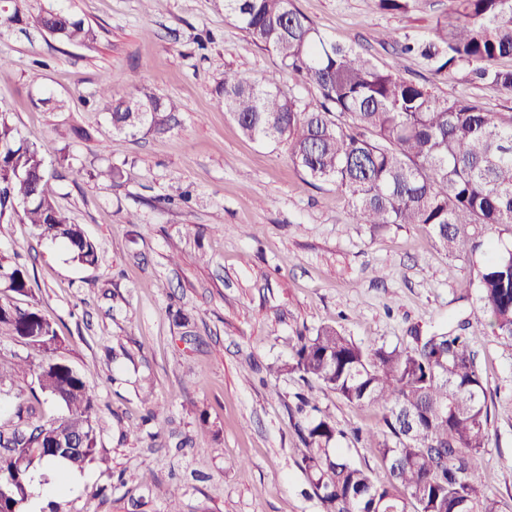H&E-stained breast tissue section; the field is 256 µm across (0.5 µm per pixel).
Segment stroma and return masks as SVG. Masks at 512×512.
Instances as JSON below:
<instances>
[{"mask_svg": "<svg viewBox=\"0 0 512 512\" xmlns=\"http://www.w3.org/2000/svg\"><path fill=\"white\" fill-rule=\"evenodd\" d=\"M23 22L0 35V111L48 166L67 156L60 206L98 244L86 267L32 225L0 224V257H21L35 305L64 339L60 352L85 377L98 414L97 454L77 488L49 493L58 512H323L300 466L288 405L304 384L270 373L298 334L336 327L361 344L403 347L464 320L491 408L476 463L484 490L512 512V348L497 342L477 300L472 259L448 255L419 224L355 223L335 185L313 183L284 144L246 138L218 108L226 69L277 72L215 0H10ZM338 42L382 67L383 34L425 35L451 0H413L408 11L372 0H296ZM61 6L99 31L88 47L41 31L38 14ZM404 78L443 99L469 98L502 119L512 94L433 75L422 60ZM125 94L146 83L180 105L167 133L116 134L101 83ZM62 108H53V101ZM118 169L114 179L101 170ZM183 311L190 327L175 317ZM32 369L0 391V425L13 394L33 386L40 354L0 336V363ZM346 432L349 457L386 478L376 448L350 439L377 430L381 411L318 393ZM163 413L149 417L155 405Z\"/></svg>", "mask_w": 512, "mask_h": 512, "instance_id": "obj_1", "label": "stroma"}]
</instances>
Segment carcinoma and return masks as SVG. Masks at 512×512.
Wrapping results in <instances>:
<instances>
[{"label": "carcinoma", "instance_id": "carcinoma-1", "mask_svg": "<svg viewBox=\"0 0 512 512\" xmlns=\"http://www.w3.org/2000/svg\"><path fill=\"white\" fill-rule=\"evenodd\" d=\"M224 16L250 40L274 52L280 70L258 78L226 71L217 104L247 138L288 144L294 166L314 182L336 185L350 201L357 224H422L449 254L469 256L480 243L466 231L512 225V120L505 122L475 100L441 99L404 79L400 59L421 58L435 75L462 72L471 80L512 93V69L495 62L512 56V0H452V15L429 35L395 42V58L377 67L357 48L327 37L295 0H219ZM38 26L71 45H87L96 32L62 9H47ZM315 88L316 105L300 109L281 89V75ZM177 106L146 86L112 95V128L134 136L170 128ZM39 149L23 142L0 112V224L16 217L41 235L63 242L72 259L92 266L98 245L70 221L56 199L54 181ZM0 287L29 294V273L0 259ZM480 310L495 338L512 346V246L490 244L477 272ZM468 322L446 331H412L405 347L358 344L332 326L296 337L291 360L276 368L296 374L312 404L315 388L357 405L383 409L382 425L367 436L388 473L375 481L333 442L344 437L328 416L299 427L309 473L325 512H500L475 476L490 433V407ZM17 336L34 349L55 353L53 324L36 307L0 300V336ZM46 397L67 416L35 422ZM95 405L84 378L61 358L39 365L37 386L16 395L18 424L0 429V512H21L28 500L31 464L57 459L82 470L95 458ZM70 437L84 450L56 454Z\"/></svg>", "mask_w": 512, "mask_h": 512}]
</instances>
